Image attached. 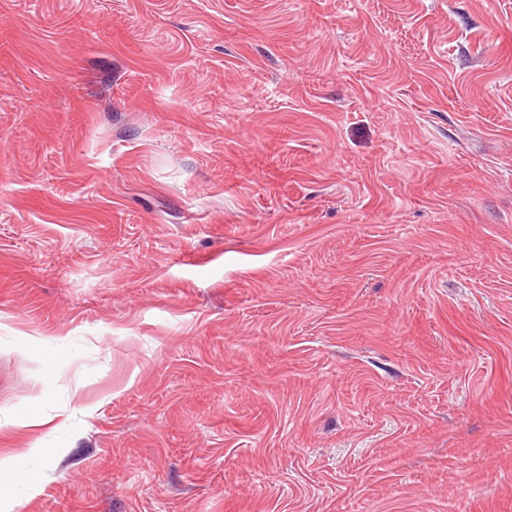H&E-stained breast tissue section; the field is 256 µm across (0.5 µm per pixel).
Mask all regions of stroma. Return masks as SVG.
Here are the masks:
<instances>
[{"label":"stroma","instance_id":"stroma-1","mask_svg":"<svg viewBox=\"0 0 512 512\" xmlns=\"http://www.w3.org/2000/svg\"><path fill=\"white\" fill-rule=\"evenodd\" d=\"M35 444L13 512H512V0H0Z\"/></svg>","mask_w":512,"mask_h":512}]
</instances>
